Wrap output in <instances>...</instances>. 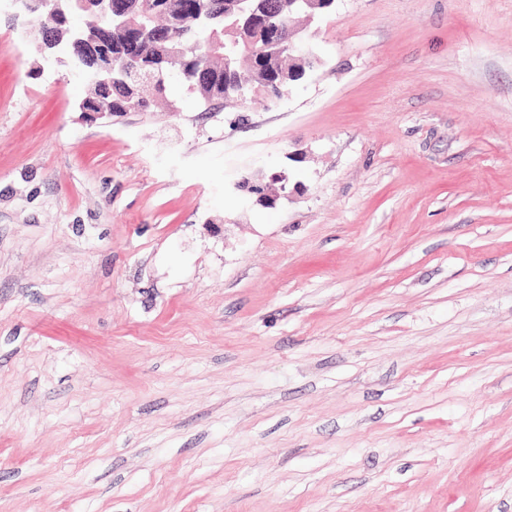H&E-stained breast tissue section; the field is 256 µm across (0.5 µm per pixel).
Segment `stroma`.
I'll use <instances>...</instances> for the list:
<instances>
[{"label":"stroma","instance_id":"1","mask_svg":"<svg viewBox=\"0 0 512 512\" xmlns=\"http://www.w3.org/2000/svg\"><path fill=\"white\" fill-rule=\"evenodd\" d=\"M297 28L116 116L0 0V512H512V0Z\"/></svg>","mask_w":512,"mask_h":512}]
</instances>
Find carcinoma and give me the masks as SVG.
Here are the masks:
<instances>
[{
	"label": "carcinoma",
	"instance_id": "carcinoma-1",
	"mask_svg": "<svg viewBox=\"0 0 512 512\" xmlns=\"http://www.w3.org/2000/svg\"><path fill=\"white\" fill-rule=\"evenodd\" d=\"M165 10L149 7L150 0H128V21L112 22V60H80L64 35L61 48L88 80L85 102L94 111L121 114L151 112L167 103L168 86L179 81L205 106L239 100V87L255 96L253 106H276L303 75L288 64V42L274 37L268 22L273 0H198L191 15L174 16L179 0ZM57 15L31 14L30 19L54 30L64 19L85 17L86 29L104 24L97 15L60 0Z\"/></svg>",
	"mask_w": 512,
	"mask_h": 512
}]
</instances>
